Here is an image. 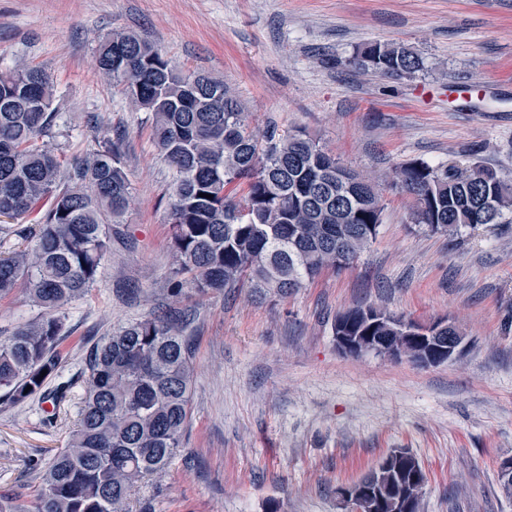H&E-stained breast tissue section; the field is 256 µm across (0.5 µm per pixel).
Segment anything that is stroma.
Here are the masks:
<instances>
[{
    "mask_svg": "<svg viewBox=\"0 0 512 512\" xmlns=\"http://www.w3.org/2000/svg\"><path fill=\"white\" fill-rule=\"evenodd\" d=\"M116 30L223 78L259 129L305 131L377 183L414 161L512 179V0H0V68L53 74L61 161L120 138L134 187L96 285L65 312L58 380L78 381L91 343L172 302V176L147 113L96 65ZM372 42L410 48L422 70L352 67ZM383 199L377 240L353 267L291 294L184 284L195 382L182 448L139 493L153 512H348L337 488L400 449L426 471L422 512H512L498 482L512 456V223L434 234L412 223L409 196ZM368 304L450 321L464 350L433 366L345 355L335 318ZM46 407L0 397V495L28 510L78 400L54 418Z\"/></svg>",
    "mask_w": 512,
    "mask_h": 512,
    "instance_id": "stroma-1",
    "label": "stroma"
}]
</instances>
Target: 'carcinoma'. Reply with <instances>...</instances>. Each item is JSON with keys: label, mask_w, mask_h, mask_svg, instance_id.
Here are the masks:
<instances>
[{"label": "carcinoma", "mask_w": 512, "mask_h": 512, "mask_svg": "<svg viewBox=\"0 0 512 512\" xmlns=\"http://www.w3.org/2000/svg\"><path fill=\"white\" fill-rule=\"evenodd\" d=\"M100 71L123 84L149 113L152 140L173 171L170 207L174 295L183 282L201 293L246 280L259 294L287 295L325 267L350 268L376 239L382 192L302 131L259 132L224 80L184 72L154 45L123 31L97 46ZM351 64L389 76L413 74L421 58L404 46L371 43ZM56 85L40 67L0 71V238L36 212L30 242L0 252V300L25 290L41 314L0 341V389L12 404L35 394L57 409L67 388L47 390L61 361V313L96 283L109 248V225L122 222L132 198L119 144L109 138L84 160L63 165L47 138L59 112ZM244 180L238 200L231 185ZM390 187L414 200L411 221L432 233L501 224L512 212V182L477 164L394 170ZM211 198H205V195ZM393 323L367 325L359 308L336 316L335 332L390 336L398 357L413 358L405 319L372 307ZM182 313L133 320L92 348L84 369L79 419L68 446L41 479L33 512H131L144 480L164 472L189 421L193 347ZM46 374H41V371ZM357 486L377 485L364 512H421L427 475L408 451H392Z\"/></svg>", "instance_id": "carcinoma-1"}]
</instances>
